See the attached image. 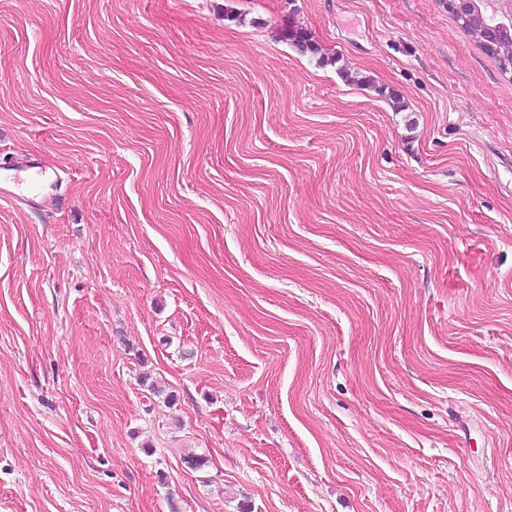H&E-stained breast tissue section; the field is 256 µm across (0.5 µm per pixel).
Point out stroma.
Returning a JSON list of instances; mask_svg holds the SVG:
<instances>
[{"label":"stroma","mask_w":512,"mask_h":512,"mask_svg":"<svg viewBox=\"0 0 512 512\" xmlns=\"http://www.w3.org/2000/svg\"><path fill=\"white\" fill-rule=\"evenodd\" d=\"M31 156L0 512H512V72L438 0H0ZM7 170H13L15 172L25 174L22 179L18 178V183L19 181L26 183L31 181L44 182L47 167L41 158L29 157L24 162H22V166L16 168L13 167Z\"/></svg>","instance_id":"stroma-1"}]
</instances>
